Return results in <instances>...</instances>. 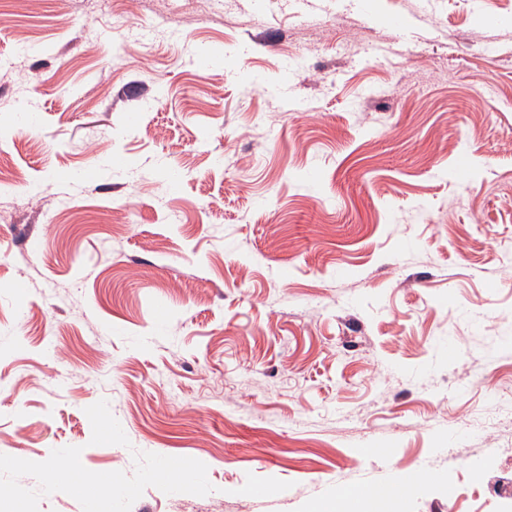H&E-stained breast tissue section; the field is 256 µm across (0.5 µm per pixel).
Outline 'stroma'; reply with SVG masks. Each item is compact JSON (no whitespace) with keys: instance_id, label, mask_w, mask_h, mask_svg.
<instances>
[{"instance_id":"1","label":"stroma","mask_w":512,"mask_h":512,"mask_svg":"<svg viewBox=\"0 0 512 512\" xmlns=\"http://www.w3.org/2000/svg\"><path fill=\"white\" fill-rule=\"evenodd\" d=\"M16 175L0 454L207 466L131 512H307L403 471L406 512H497L512 0H0ZM102 399L129 446L91 444Z\"/></svg>"}]
</instances>
